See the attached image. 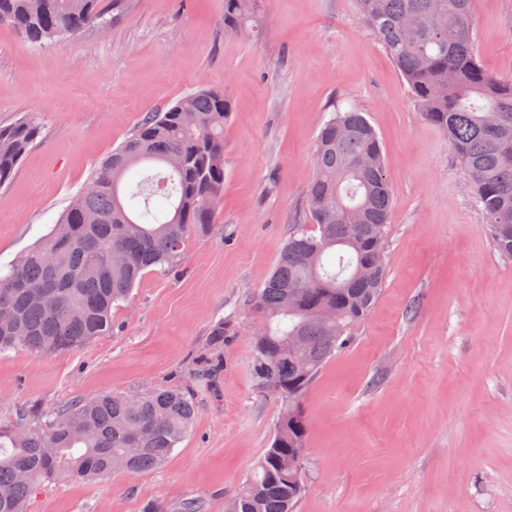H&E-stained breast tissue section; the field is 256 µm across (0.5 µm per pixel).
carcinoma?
<instances>
[{
    "instance_id": "cac0c4a2",
    "label": "carcinoma",
    "mask_w": 512,
    "mask_h": 512,
    "mask_svg": "<svg viewBox=\"0 0 512 512\" xmlns=\"http://www.w3.org/2000/svg\"><path fill=\"white\" fill-rule=\"evenodd\" d=\"M471 0H356L408 84L424 120L442 130L472 181L493 246L512 258V73L479 60ZM256 0H224V32L259 33ZM100 0H0V25L34 45L104 21ZM218 91L195 92L145 116L112 151L51 232L0 274V354L52 355L112 328V308L149 270H173L186 239L206 236L224 194V119ZM38 135L31 120L0 125V186ZM306 189L313 220L288 236L254 296L251 367L257 388L284 411L227 512H294L305 490L308 421L302 401L323 367L371 312L386 276L392 188L366 116L335 110L323 122ZM327 311L339 318L327 320ZM293 336L302 340L295 348ZM194 390L104 393L56 408L41 421L20 412L0 425V512H25L41 487L158 468L187 435Z\"/></svg>"
}]
</instances>
